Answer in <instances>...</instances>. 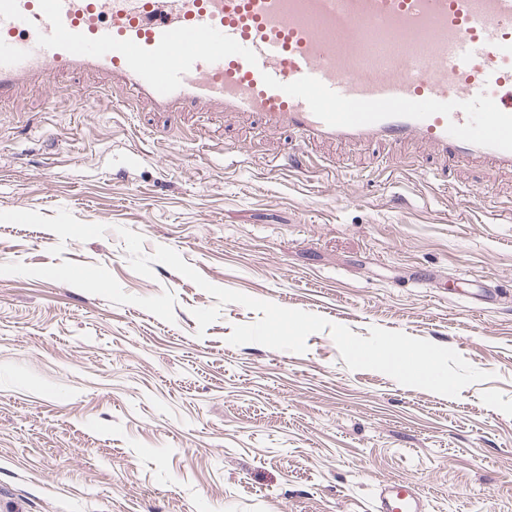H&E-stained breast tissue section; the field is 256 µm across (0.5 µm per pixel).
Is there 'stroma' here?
Listing matches in <instances>:
<instances>
[{"mask_svg":"<svg viewBox=\"0 0 512 512\" xmlns=\"http://www.w3.org/2000/svg\"><path fill=\"white\" fill-rule=\"evenodd\" d=\"M79 78L0 103V512H365L406 478L426 512H512V176L437 166L420 146L322 145L281 166L284 133L180 120ZM213 285L368 336L451 348L490 380L458 397L353 371L330 331L305 353L230 345L257 321ZM87 267L83 278L73 266Z\"/></svg>","mask_w":512,"mask_h":512,"instance_id":"obj_1","label":"stroma"}]
</instances>
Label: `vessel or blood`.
<instances>
[{"label":"vessel or blood","mask_w":512,"mask_h":512,"mask_svg":"<svg viewBox=\"0 0 512 512\" xmlns=\"http://www.w3.org/2000/svg\"><path fill=\"white\" fill-rule=\"evenodd\" d=\"M95 79L154 112L255 116L322 144L512 174V0H0V102ZM407 479L371 512H424Z\"/></svg>","instance_id":"1"}]
</instances>
